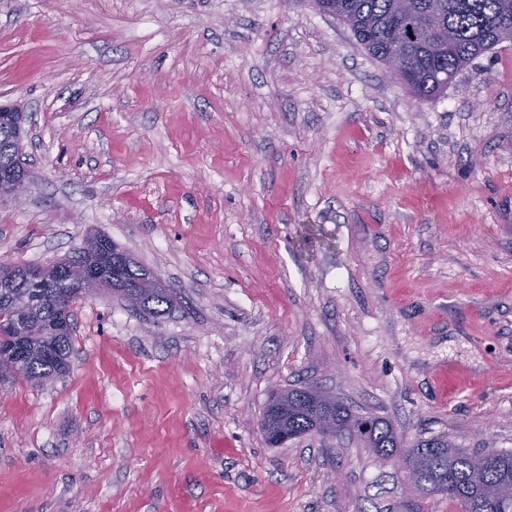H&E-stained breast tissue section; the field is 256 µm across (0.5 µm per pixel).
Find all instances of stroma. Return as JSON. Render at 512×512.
<instances>
[{"instance_id": "1", "label": "stroma", "mask_w": 512, "mask_h": 512, "mask_svg": "<svg viewBox=\"0 0 512 512\" xmlns=\"http://www.w3.org/2000/svg\"><path fill=\"white\" fill-rule=\"evenodd\" d=\"M0 104V256L100 234L178 302L77 299L67 373L0 380V512H397L357 440L266 444L277 388L512 452V42L420 100L312 0H0ZM0 112V170L8 171L17 165L19 145L16 137L17 127L22 126L23 115L20 112Z\"/></svg>"}]
</instances>
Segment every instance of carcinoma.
<instances>
[{
  "label": "carcinoma",
  "mask_w": 512,
  "mask_h": 512,
  "mask_svg": "<svg viewBox=\"0 0 512 512\" xmlns=\"http://www.w3.org/2000/svg\"><path fill=\"white\" fill-rule=\"evenodd\" d=\"M411 11L402 16L395 0H322L318 10L341 19L356 40L375 59L392 67V52L398 42L406 44L403 68L394 76L415 97L428 100L448 89L456 75L476 57L505 42L504 31L512 32V0H410ZM20 112L0 115V170L17 165L19 145L16 130L22 124ZM94 260L100 278L118 275L120 287L114 293L121 299L138 295L140 311L157 317L175 307L170 290L160 288L141 293L136 283L147 269L119 249L107 237H98ZM83 297L75 288H57L56 299L37 302V314L24 326V338L36 346H46L51 356L34 357L18 370L36 384L63 376L69 367L73 334L49 335L50 328L71 314L70 306ZM308 386L288 391V405L270 397L263 409L273 429L265 433L271 446L309 433L338 435L348 432L379 459L399 457L404 464L411 498L407 512H422L420 501L429 495H442L460 512H512V453L496 450L470 453L454 447L445 437L420 439L406 448L391 423L380 417L363 416L341 400L330 412L332 427L313 411V394Z\"/></svg>",
  "instance_id": "carcinoma-1"
}]
</instances>
